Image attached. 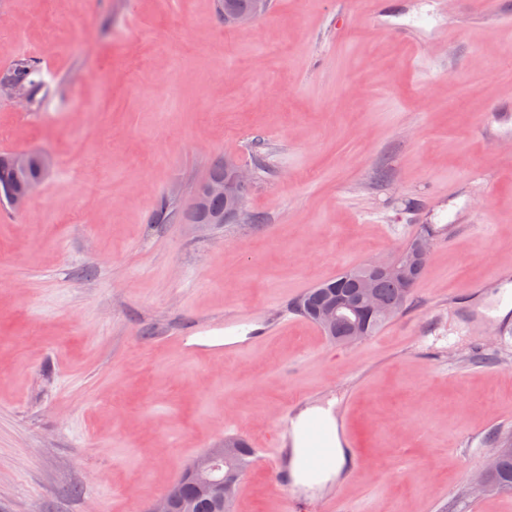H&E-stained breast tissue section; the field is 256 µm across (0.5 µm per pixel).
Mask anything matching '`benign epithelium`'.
Instances as JSON below:
<instances>
[{"mask_svg":"<svg viewBox=\"0 0 512 512\" xmlns=\"http://www.w3.org/2000/svg\"><path fill=\"white\" fill-rule=\"evenodd\" d=\"M269 0H253L250 10L235 14H224V24L235 28H245L266 15ZM224 168V177L204 182V195L224 199V223H233L241 219L244 192L252 182L251 173L232 158L219 162ZM15 171L23 179L15 187L6 189L8 205L16 212L23 211L36 195L41 183L50 170V158L44 159L43 173L36 177H27L29 157L27 152L16 154L12 160ZM365 305L370 313L388 317L391 309L378 301L372 292V284L366 281L358 299L343 307H327L319 314L322 329L330 336L336 335L337 325L355 314V306ZM246 471L239 455L238 441L226 438L198 456L186 469L185 476L207 491L212 492L223 512H233L237 486ZM146 512H196L195 499L186 495L182 485L173 484L156 498Z\"/></svg>","mask_w":512,"mask_h":512,"instance_id":"benign-epithelium-1","label":"benign epithelium"}]
</instances>
